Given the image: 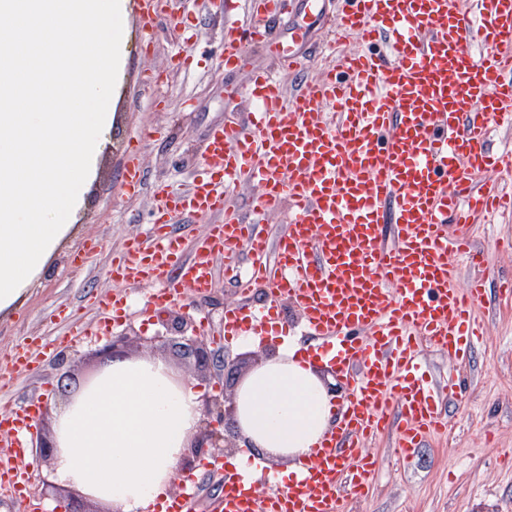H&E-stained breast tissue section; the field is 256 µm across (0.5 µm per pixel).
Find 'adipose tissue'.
<instances>
[{
	"instance_id": "obj_1",
	"label": "adipose tissue",
	"mask_w": 512,
	"mask_h": 512,
	"mask_svg": "<svg viewBox=\"0 0 512 512\" xmlns=\"http://www.w3.org/2000/svg\"><path fill=\"white\" fill-rule=\"evenodd\" d=\"M335 399L317 362L292 342L245 378L234 412L239 430L250 446L292 461L287 470L271 472V482L292 479L330 432ZM201 421L195 386L174 381L165 362L113 363L58 410L55 477L111 512H153L168 498Z\"/></svg>"
}]
</instances>
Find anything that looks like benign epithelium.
<instances>
[{
  "label": "benign epithelium",
  "instance_id": "7a95c632",
  "mask_svg": "<svg viewBox=\"0 0 512 512\" xmlns=\"http://www.w3.org/2000/svg\"><path fill=\"white\" fill-rule=\"evenodd\" d=\"M165 331L169 334L166 341L171 348L192 362L195 369L205 372L211 368L214 353L209 349L205 337L197 333L190 318L182 314L170 316L165 323ZM123 342L122 338L110 340L96 351V355L105 363L111 362L121 352ZM233 414L234 398L226 397L224 390L206 397L204 419L182 454L177 480L190 477L203 456L217 450L229 452L236 447L225 436L226 431L235 427ZM37 448L39 457H55L58 452L56 437L39 436Z\"/></svg>",
  "mask_w": 512,
  "mask_h": 512
}]
</instances>
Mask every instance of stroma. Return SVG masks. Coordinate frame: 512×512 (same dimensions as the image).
<instances>
[{
  "mask_svg": "<svg viewBox=\"0 0 512 512\" xmlns=\"http://www.w3.org/2000/svg\"><path fill=\"white\" fill-rule=\"evenodd\" d=\"M164 2V10L149 22L139 0H127L126 58L113 92L112 128L84 192L76 227L15 307L0 314V366L10 363L22 345L55 341L32 370L0 385V415L19 404L47 407V414L32 425L36 435L54 429L60 375L83 377L96 363L95 349L119 336L130 358L162 360L174 375L198 384L203 394L219 390L223 370L197 373L160 339L169 314L189 316L211 349L237 362L244 374L282 344L281 338L268 336L248 345L225 344L224 308L241 294L235 278L225 273L223 255L213 259L212 288L184 292L150 317L140 312L143 288L113 280L108 273L113 257L129 240L147 233L153 208L149 193L123 190L125 153L138 150L147 186L160 180L176 188L187 186L200 165L209 130L228 117L225 86L247 85L252 69L267 64L255 51L248 69L225 71L219 58L222 0ZM282 12L290 20L279 30L282 39L293 53L303 54L326 37L325 21L335 15L336 0H323L318 19L305 13L301 0H284ZM471 234L473 248L486 253L488 262L474 269L461 257H449L458 285L475 275L490 283L512 276V216L478 218ZM113 294L123 296L127 315L108 324L92 301ZM474 315L483 336L465 364L435 348L423 350L428 377L441 387L451 380L462 386L461 397L444 407L446 432L430 435L405 459L397 453L393 432L369 442L378 472L365 497L345 500L344 512H512V301L488 291ZM77 318L83 331L67 335V321ZM0 458L25 471L27 488L41 503L60 495L53 461L33 450L19 456L7 441L0 443Z\"/></svg>",
  "mask_w": 512,
  "mask_h": 512,
  "instance_id": "35a3bbf8",
  "label": "stroma"
}]
</instances>
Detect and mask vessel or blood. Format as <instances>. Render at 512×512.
I'll list each match as a JSON object with an SVG mask.
<instances>
[{
    "label": "vessel or blood",
    "mask_w": 512,
    "mask_h": 512,
    "mask_svg": "<svg viewBox=\"0 0 512 512\" xmlns=\"http://www.w3.org/2000/svg\"><path fill=\"white\" fill-rule=\"evenodd\" d=\"M272 2L230 10L225 70L246 68L257 46L304 71L305 61L286 57L280 37L258 19V6ZM343 2L336 38L356 40V48L288 94L269 69L254 72L245 89H227V101L247 98L248 112L211 129L202 174L188 189L154 187L151 230L110 267L113 279L154 284L151 310L181 289L205 292L216 253L274 254L267 302L225 309V336L284 331L278 305L292 301L342 377L339 422L301 477L261 495L226 476L220 512H343V490L363 495L374 475L369 439L394 428L406 457L425 434L446 427L419 342L463 363L478 336L472 315L484 282L457 288L448 257L483 265L470 223L501 201L476 177L512 166V154L491 143L493 125L512 124V0ZM143 183L140 156L128 153L123 187L136 194ZM242 184L258 191L239 208L229 195ZM281 210L288 218L273 241L265 219ZM188 215L214 219L190 258L170 230ZM386 224L396 229L390 245ZM33 415L17 407L0 430L23 434ZM24 485L23 472L0 464V488L19 496Z\"/></svg>",
    "instance_id": "obj_1"
}]
</instances>
